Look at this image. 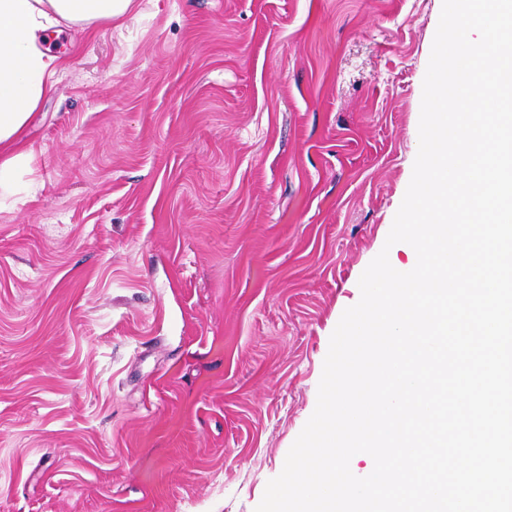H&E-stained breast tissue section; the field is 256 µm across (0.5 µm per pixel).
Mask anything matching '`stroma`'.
Here are the masks:
<instances>
[{
  "label": "stroma",
  "instance_id": "1",
  "mask_svg": "<svg viewBox=\"0 0 512 512\" xmlns=\"http://www.w3.org/2000/svg\"><path fill=\"white\" fill-rule=\"evenodd\" d=\"M442 0L63 30L0 201V512H255L387 246Z\"/></svg>",
  "mask_w": 512,
  "mask_h": 512
}]
</instances>
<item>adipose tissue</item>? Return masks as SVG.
<instances>
[{
    "mask_svg": "<svg viewBox=\"0 0 512 512\" xmlns=\"http://www.w3.org/2000/svg\"><path fill=\"white\" fill-rule=\"evenodd\" d=\"M133 0H0V196L10 194L27 159L21 134L54 88L59 59L44 47L50 31L78 32L124 18Z\"/></svg>",
    "mask_w": 512,
    "mask_h": 512,
    "instance_id": "adipose-tissue-1",
    "label": "adipose tissue"
}]
</instances>
